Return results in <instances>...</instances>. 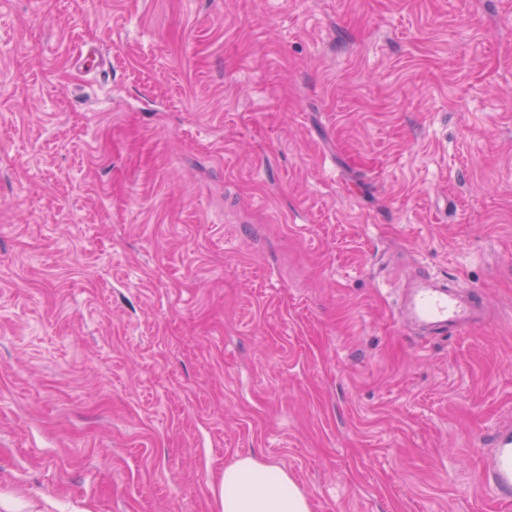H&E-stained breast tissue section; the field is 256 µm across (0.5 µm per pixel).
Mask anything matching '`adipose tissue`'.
<instances>
[{"label":"adipose tissue","mask_w":512,"mask_h":512,"mask_svg":"<svg viewBox=\"0 0 512 512\" xmlns=\"http://www.w3.org/2000/svg\"><path fill=\"white\" fill-rule=\"evenodd\" d=\"M213 494L218 512H311L308 498L286 469L252 456L225 466Z\"/></svg>","instance_id":"ef3b65f1"}]
</instances>
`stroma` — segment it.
<instances>
[{
    "instance_id": "35a3bbf8",
    "label": "stroma",
    "mask_w": 512,
    "mask_h": 512,
    "mask_svg": "<svg viewBox=\"0 0 512 512\" xmlns=\"http://www.w3.org/2000/svg\"><path fill=\"white\" fill-rule=\"evenodd\" d=\"M509 428L512 0H0V512H512ZM397 309L401 325L411 334L460 336L488 319L482 297L447 278L420 273L411 277ZM481 465L484 483L504 501L512 499V431L497 434ZM213 494L217 512H311L308 498L288 470L253 456L225 466Z\"/></svg>"
}]
</instances>
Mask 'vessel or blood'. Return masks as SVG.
Masks as SVG:
<instances>
[{
	"label": "vessel or blood",
	"mask_w": 512,
	"mask_h": 512,
	"mask_svg": "<svg viewBox=\"0 0 512 512\" xmlns=\"http://www.w3.org/2000/svg\"><path fill=\"white\" fill-rule=\"evenodd\" d=\"M397 312L406 330L422 336H459L488 319L486 305L476 290L425 273L408 280ZM481 474L500 499H512V431L494 437Z\"/></svg>",
	"instance_id": "1"
}]
</instances>
